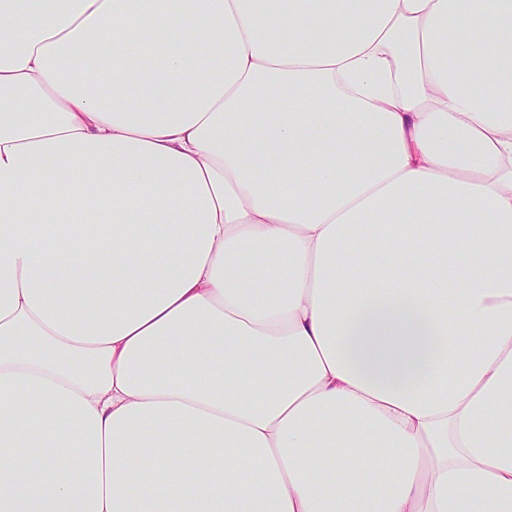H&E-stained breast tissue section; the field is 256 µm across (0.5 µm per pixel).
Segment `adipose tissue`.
I'll list each match as a JSON object with an SVG mask.
<instances>
[{
    "mask_svg": "<svg viewBox=\"0 0 512 512\" xmlns=\"http://www.w3.org/2000/svg\"><path fill=\"white\" fill-rule=\"evenodd\" d=\"M0 512H512V0H0Z\"/></svg>",
    "mask_w": 512,
    "mask_h": 512,
    "instance_id": "ef3b65f1",
    "label": "adipose tissue"
}]
</instances>
